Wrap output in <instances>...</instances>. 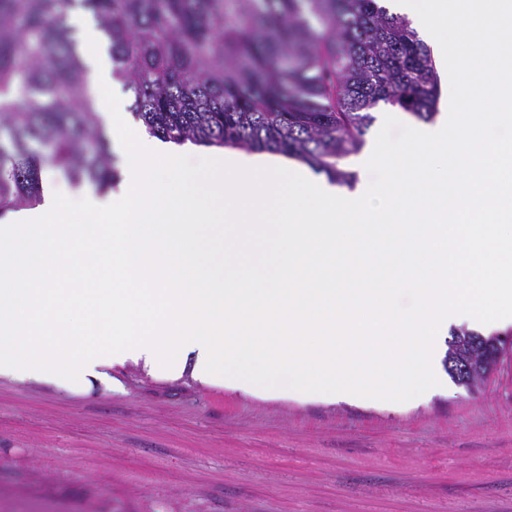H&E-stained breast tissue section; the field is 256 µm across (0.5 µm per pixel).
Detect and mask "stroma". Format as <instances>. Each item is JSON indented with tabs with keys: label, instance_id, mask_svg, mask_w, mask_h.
I'll return each mask as SVG.
<instances>
[{
	"label": "stroma",
	"instance_id": "obj_1",
	"mask_svg": "<svg viewBox=\"0 0 512 512\" xmlns=\"http://www.w3.org/2000/svg\"><path fill=\"white\" fill-rule=\"evenodd\" d=\"M0 378V512H512V361L381 405Z\"/></svg>",
	"mask_w": 512,
	"mask_h": 512
}]
</instances>
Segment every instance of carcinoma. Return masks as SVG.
Wrapping results in <instances>:
<instances>
[{
  "instance_id": "obj_1",
  "label": "carcinoma",
  "mask_w": 512,
  "mask_h": 512,
  "mask_svg": "<svg viewBox=\"0 0 512 512\" xmlns=\"http://www.w3.org/2000/svg\"><path fill=\"white\" fill-rule=\"evenodd\" d=\"M75 0H0V213L32 206L45 168L111 180V154L67 13ZM112 79L147 132L282 153L351 185L379 105L429 121V46L376 0H82Z\"/></svg>"
}]
</instances>
